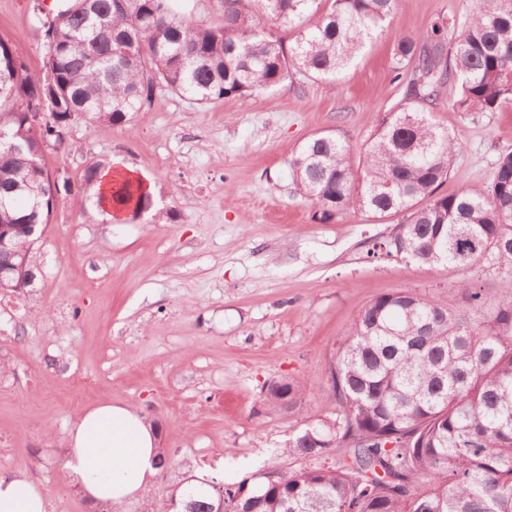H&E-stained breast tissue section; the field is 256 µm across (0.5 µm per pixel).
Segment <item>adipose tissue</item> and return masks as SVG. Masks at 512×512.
Masks as SVG:
<instances>
[{
  "instance_id": "1",
  "label": "adipose tissue",
  "mask_w": 512,
  "mask_h": 512,
  "mask_svg": "<svg viewBox=\"0 0 512 512\" xmlns=\"http://www.w3.org/2000/svg\"><path fill=\"white\" fill-rule=\"evenodd\" d=\"M159 434L141 412L101 404L81 411L67 432V469L93 502L121 503L152 486ZM47 494L27 474H0V512H46Z\"/></svg>"
}]
</instances>
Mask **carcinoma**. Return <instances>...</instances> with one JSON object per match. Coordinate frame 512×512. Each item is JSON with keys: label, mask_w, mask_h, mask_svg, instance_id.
<instances>
[{"label": "carcinoma", "mask_w": 512, "mask_h": 512, "mask_svg": "<svg viewBox=\"0 0 512 512\" xmlns=\"http://www.w3.org/2000/svg\"><path fill=\"white\" fill-rule=\"evenodd\" d=\"M224 0V24L171 14L169 0H58L45 31L44 75L0 39V225L46 224L58 201L84 205L103 164L84 183L53 181L42 159L82 115L89 126L123 124L158 89L201 104L275 89L294 77L336 80L377 35L399 0ZM319 15L314 24L310 17ZM297 30L286 44L256 17ZM395 79L403 99L381 119L354 166L351 145L332 132L307 139L290 161L297 194L331 223L361 210L402 215L367 254L421 265L472 269L488 258L512 265V151L485 188L439 189L461 142L428 107L451 79L460 112L512 107V0H480L448 32L440 19L400 34ZM108 202L137 217L148 194L126 176ZM30 238L0 250V271L20 261ZM336 419L306 426L288 453L320 458L337 448L350 461L288 475L193 483L171 497L172 512H512V281L489 301L469 282L436 301L412 289L381 295L353 319L332 365ZM263 404L291 411L303 386L278 379Z\"/></svg>", "instance_id": "cac0c4a2"}]
</instances>
